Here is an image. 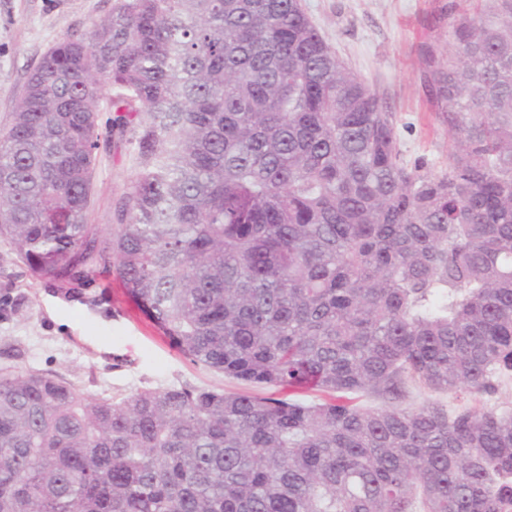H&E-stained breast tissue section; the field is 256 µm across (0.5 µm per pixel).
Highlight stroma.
Instances as JSON below:
<instances>
[{
    "instance_id": "1",
    "label": "stroma",
    "mask_w": 512,
    "mask_h": 512,
    "mask_svg": "<svg viewBox=\"0 0 512 512\" xmlns=\"http://www.w3.org/2000/svg\"><path fill=\"white\" fill-rule=\"evenodd\" d=\"M313 24L350 69L396 118L406 162L422 159L431 171L450 157L448 126L436 112L428 46L448 37L449 0H302ZM112 0H0V128L7 126L21 90L45 53L85 32L105 16ZM138 171L131 147L119 135L97 151L89 223L113 224V204ZM18 313L0 314V368L52 371L81 392L121 400L140 389L191 386L224 393L246 382L194 364L136 306L125 303L117 282L100 278L92 299L31 276L0 241V295Z\"/></svg>"
}]
</instances>
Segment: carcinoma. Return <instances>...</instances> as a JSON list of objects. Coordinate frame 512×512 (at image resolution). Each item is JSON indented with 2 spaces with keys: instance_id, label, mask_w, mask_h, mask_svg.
Wrapping results in <instances>:
<instances>
[{
  "instance_id": "carcinoma-1",
  "label": "carcinoma",
  "mask_w": 512,
  "mask_h": 512,
  "mask_svg": "<svg viewBox=\"0 0 512 512\" xmlns=\"http://www.w3.org/2000/svg\"><path fill=\"white\" fill-rule=\"evenodd\" d=\"M448 18L438 173L301 0H112L44 55L0 129V239L61 288L102 270L195 364L330 399L1 369L0 512H501L512 412L401 407L512 372V0ZM116 130L138 172L105 234ZM137 171L136 158L125 138L116 133L101 140L88 212L89 224L110 231L115 222L113 204L131 184Z\"/></svg>"
}]
</instances>
